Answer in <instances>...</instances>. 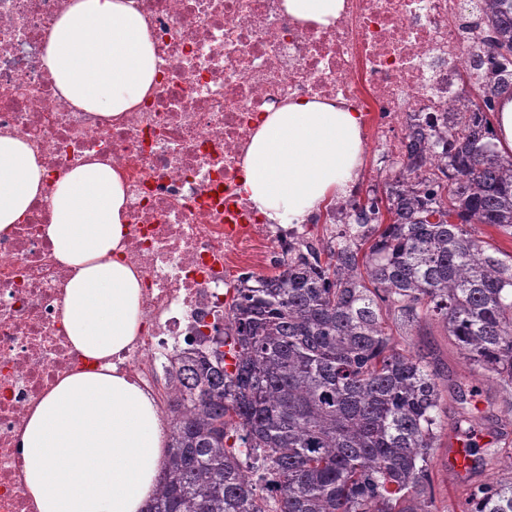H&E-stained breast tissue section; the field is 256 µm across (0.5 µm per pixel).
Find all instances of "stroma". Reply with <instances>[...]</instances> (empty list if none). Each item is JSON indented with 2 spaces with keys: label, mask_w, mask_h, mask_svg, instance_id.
<instances>
[{
  "label": "stroma",
  "mask_w": 512,
  "mask_h": 512,
  "mask_svg": "<svg viewBox=\"0 0 512 512\" xmlns=\"http://www.w3.org/2000/svg\"><path fill=\"white\" fill-rule=\"evenodd\" d=\"M399 342L423 358L437 374L443 426L438 446L429 461L435 506L437 512H460L459 503L465 487L445 467L449 442L456 435V422L463 412L458 396L472 389L478 390L477 432L491 438L488 451L475 454L471 478L479 481L493 476L512 477V414L506 410L505 394L496 383L469 373L457 345L438 321L421 325L412 335L400 337Z\"/></svg>",
  "instance_id": "35a3bbf8"
}]
</instances>
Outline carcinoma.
Wrapping results in <instances>:
<instances>
[{
  "mask_svg": "<svg viewBox=\"0 0 512 512\" xmlns=\"http://www.w3.org/2000/svg\"><path fill=\"white\" fill-rule=\"evenodd\" d=\"M484 29L464 111L442 135L409 132L397 186L234 287L212 359L178 372L147 512H435L440 390L394 331L441 321L469 370L512 392V255L475 229L512 236V155L492 130L512 0H488ZM459 508L512 512V479L472 484Z\"/></svg>",
  "mask_w": 512,
  "mask_h": 512,
  "instance_id": "1",
  "label": "carcinoma"
}]
</instances>
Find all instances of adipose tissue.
Masks as SVG:
<instances>
[{
  "mask_svg": "<svg viewBox=\"0 0 512 512\" xmlns=\"http://www.w3.org/2000/svg\"><path fill=\"white\" fill-rule=\"evenodd\" d=\"M153 42L134 0H71L43 62L73 105L120 117L153 87ZM358 113L316 100L266 113L243 159V190L268 218L301 224L357 175ZM45 170L26 140L0 135V235L39 196ZM43 228L73 275L62 321L92 367L63 374L31 411L20 437L23 491L34 512H144L167 459L153 401L108 360L139 326L141 285L122 261L126 192L106 163L60 179Z\"/></svg>",
  "mask_w": 512,
  "mask_h": 512,
  "instance_id": "ef3b65f1",
  "label": "adipose tissue"
}]
</instances>
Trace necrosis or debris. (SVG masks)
I'll list each match as a JSON object with an SVG mask.
<instances>
[{"mask_svg": "<svg viewBox=\"0 0 512 512\" xmlns=\"http://www.w3.org/2000/svg\"><path fill=\"white\" fill-rule=\"evenodd\" d=\"M71 0H0V134L23 137L44 193L0 235V512H32L20 432L58 377L84 366L61 322L70 271L43 235L56 182L84 161L108 163L126 189L123 257L142 285L141 329L112 357L167 417L178 354L208 353L233 287L273 268L304 239L269 220L242 189L261 117L292 100L361 113L386 179L410 129L445 131L462 111L460 74L486 0H343L327 25L287 15L283 0H135L157 56L151 92L112 119L75 107L42 57Z\"/></svg>", "mask_w": 512, "mask_h": 512, "instance_id": "necrosis-or-debris-1", "label": "necrosis or debris"}]
</instances>
